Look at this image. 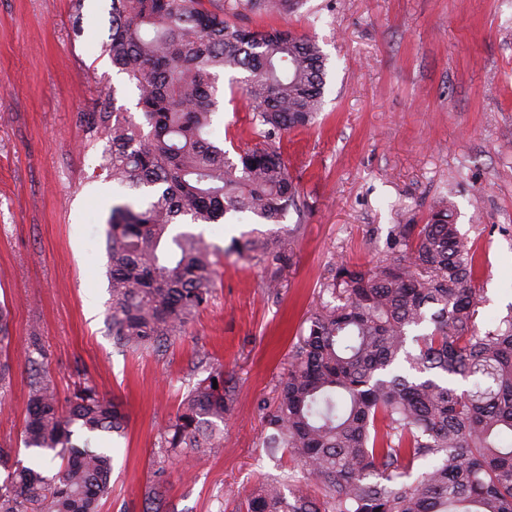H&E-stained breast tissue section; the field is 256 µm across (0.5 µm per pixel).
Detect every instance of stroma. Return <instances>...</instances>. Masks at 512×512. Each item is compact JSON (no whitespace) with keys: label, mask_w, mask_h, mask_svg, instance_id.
Masks as SVG:
<instances>
[{"label":"stroma","mask_w":512,"mask_h":512,"mask_svg":"<svg viewBox=\"0 0 512 512\" xmlns=\"http://www.w3.org/2000/svg\"><path fill=\"white\" fill-rule=\"evenodd\" d=\"M110 4L0 0V303L15 348H33L60 395L90 379L124 405L100 512H146L144 488L156 477L175 512H238L266 478L304 481L300 462L269 458L259 443L304 319L332 299L321 290L329 266L383 259L394 225L426 223L449 203L475 253L481 322L512 307V0H304L285 16H241L315 40L328 57L316 123L280 142L305 204L281 222L297 231L295 263L270 294L261 267L228 250L252 220L205 226L225 249L221 285L185 335L142 354L118 349L105 325L104 236L126 191L101 167L107 137L75 120L100 94L138 113L134 82L102 48ZM231 78L218 75L211 133L251 144L253 113ZM205 354L236 386L224 451L188 454L158 473L160 432ZM30 378L28 363L13 360L0 393V448L25 464Z\"/></svg>","instance_id":"1"}]
</instances>
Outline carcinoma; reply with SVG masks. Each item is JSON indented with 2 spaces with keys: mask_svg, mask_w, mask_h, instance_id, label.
<instances>
[{
  "mask_svg": "<svg viewBox=\"0 0 512 512\" xmlns=\"http://www.w3.org/2000/svg\"><path fill=\"white\" fill-rule=\"evenodd\" d=\"M303 0H111L105 51L135 82L139 120L107 97L77 113L103 132V166L135 193L115 204L105 234L116 347L158 351L186 333L219 281L222 249L175 226L231 216L278 224L300 210L297 184L275 140L315 123L324 104L326 56L288 30H252L240 11L288 13ZM244 73L256 143L236 157L210 137L215 72ZM374 266L340 263L292 347L288 372L265 417L268 455L302 463L322 498L279 482L258 486L246 512H512V311L478 324L474 253L442 206L426 224H397ZM292 230L254 231L236 253L261 266L276 294L293 264ZM10 313L0 305V390L10 378ZM196 382L161 433L159 473L182 452L224 449L235 386L202 357ZM127 415L88 381L62 398L39 370L29 384L22 442L52 451L57 472L17 465L0 481V512H99L112 493L104 434ZM151 512H174L160 483Z\"/></svg>",
  "mask_w": 512,
  "mask_h": 512,
  "instance_id": "cac0c4a2",
  "label": "carcinoma"
}]
</instances>
